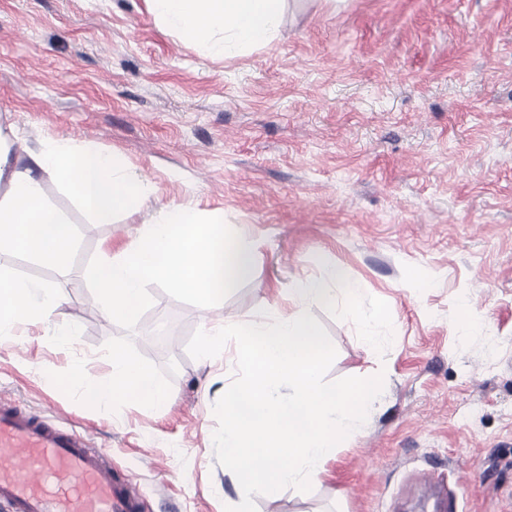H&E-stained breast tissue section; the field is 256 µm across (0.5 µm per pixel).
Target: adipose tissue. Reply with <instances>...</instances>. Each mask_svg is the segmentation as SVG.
<instances>
[{
  "label": "adipose tissue",
  "mask_w": 512,
  "mask_h": 512,
  "mask_svg": "<svg viewBox=\"0 0 512 512\" xmlns=\"http://www.w3.org/2000/svg\"><path fill=\"white\" fill-rule=\"evenodd\" d=\"M148 11L183 40L210 53H242L269 44L280 26L285 0H145ZM59 179L93 223L108 224L118 210L136 209L155 197L154 186L129 170L118 155L90 143L49 139L29 148L13 129L0 126V251L29 254L66 267L73 231L44 193L46 178ZM255 244L235 232L223 215L191 205L158 204L154 216L135 228L132 241L90 270L96 306L111 320H130L148 283L176 288L201 305L253 271ZM58 289L0 273V335L20 324H42L62 343L72 328L57 321ZM107 378L83 397L101 410L136 394L148 406L168 403L166 388L121 347L113 348Z\"/></svg>",
  "instance_id": "ef3b65f1"
}]
</instances>
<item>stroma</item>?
Wrapping results in <instances>:
<instances>
[{"instance_id": "obj_1", "label": "stroma", "mask_w": 512, "mask_h": 512, "mask_svg": "<svg viewBox=\"0 0 512 512\" xmlns=\"http://www.w3.org/2000/svg\"><path fill=\"white\" fill-rule=\"evenodd\" d=\"M0 124L34 149L117 154L163 202L223 213L256 244L223 302L154 282L131 321L97 311L88 271L151 207L92 224L50 178L75 234L67 269L0 252L1 271L60 289L75 331L0 335V393L107 451L137 512L242 501L213 444L235 346L209 362L187 341L292 312L290 288L332 265L388 304L393 340L377 354L309 305L337 351L326 378L380 373L383 392L310 492L255 496L257 512H431L433 492L453 512H512V0H286L274 41L224 58L144 0H0ZM116 346L166 387L165 408L83 399Z\"/></svg>"}]
</instances>
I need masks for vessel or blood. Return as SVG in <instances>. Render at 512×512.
Listing matches in <instances>:
<instances>
[{
	"label": "vessel or blood",
	"mask_w": 512,
	"mask_h": 512,
	"mask_svg": "<svg viewBox=\"0 0 512 512\" xmlns=\"http://www.w3.org/2000/svg\"><path fill=\"white\" fill-rule=\"evenodd\" d=\"M0 500L12 512H136L108 454L0 395Z\"/></svg>",
	"instance_id": "b4317fda"
}]
</instances>
